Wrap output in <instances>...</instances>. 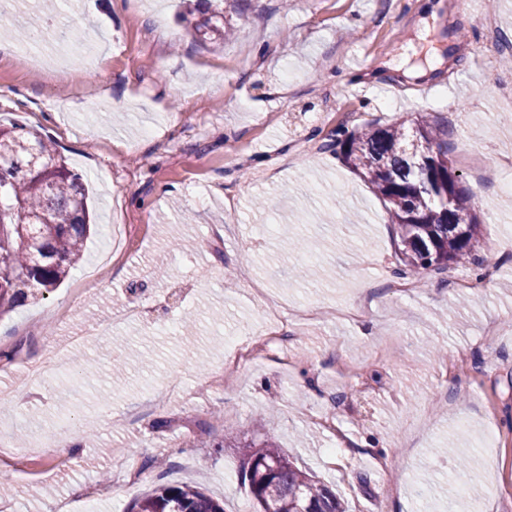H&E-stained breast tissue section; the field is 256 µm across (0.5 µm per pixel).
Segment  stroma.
<instances>
[{
	"instance_id": "35a3bbf8",
	"label": "stroma",
	"mask_w": 512,
	"mask_h": 512,
	"mask_svg": "<svg viewBox=\"0 0 512 512\" xmlns=\"http://www.w3.org/2000/svg\"><path fill=\"white\" fill-rule=\"evenodd\" d=\"M184 9L60 0L44 40L0 54V123L50 136L97 223L129 227L112 257L105 234L87 240L83 268L112 259L96 290L77 293L71 275L0 320V348L16 352L0 361V390L25 400L0 402L10 512L62 498L81 512L88 487L95 512H125L154 485L128 484L132 458L202 484L224 512H253L237 457L217 447L239 439L274 440L346 512H512V0H251L241 15L226 0L237 31L221 46L195 43ZM487 18L502 45L488 42ZM71 26L87 43L79 80L48 88L41 67L70 61ZM423 116L448 128L480 246L476 259L407 275L404 295L388 286L400 263L387 209L334 141L342 127ZM258 196L274 214L253 211ZM294 236L311 249L285 250ZM366 289L364 339L345 313ZM264 294L288 310L287 345L244 366L238 389L204 387L227 337L259 324ZM135 302L149 306L146 323L99 335ZM70 335L87 342L32 389L27 366ZM161 386L170 398L149 409ZM489 432L496 447L483 445ZM47 434L79 435L82 448L54 451L33 483L20 465L41 459Z\"/></svg>"
}]
</instances>
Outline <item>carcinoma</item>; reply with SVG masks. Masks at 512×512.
<instances>
[{"mask_svg": "<svg viewBox=\"0 0 512 512\" xmlns=\"http://www.w3.org/2000/svg\"><path fill=\"white\" fill-rule=\"evenodd\" d=\"M199 18L186 20L202 43L224 42L235 29L224 0H196ZM57 9L38 8L37 22L12 30L26 41ZM442 132L425 119L405 125L366 122L341 130L339 156L386 203L397 226L399 260L410 271H441L475 253L480 219L442 147ZM467 223H459L460 217ZM82 176L70 169L52 139L24 126L0 124V315L45 299L83 256L91 230ZM254 512H344L329 486L297 468L274 442L234 444ZM127 512H224L202 489L161 482Z\"/></svg>", "mask_w": 512, "mask_h": 512, "instance_id": "carcinoma-1", "label": "carcinoma"}]
</instances>
